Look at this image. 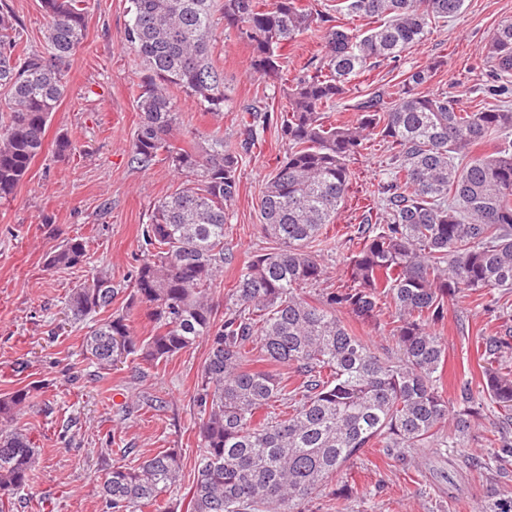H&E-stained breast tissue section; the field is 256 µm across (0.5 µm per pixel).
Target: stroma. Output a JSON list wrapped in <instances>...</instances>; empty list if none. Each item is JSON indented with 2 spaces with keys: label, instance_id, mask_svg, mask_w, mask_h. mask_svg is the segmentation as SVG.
Here are the masks:
<instances>
[{
  "label": "stroma",
  "instance_id": "35a3bbf8",
  "mask_svg": "<svg viewBox=\"0 0 512 512\" xmlns=\"http://www.w3.org/2000/svg\"><path fill=\"white\" fill-rule=\"evenodd\" d=\"M89 3L85 47L70 62L66 92L49 123L45 149L15 195L0 201V397L27 386L46 404L20 421L40 450L39 463L29 488L10 495L7 508L104 512L96 482L103 468L174 448L182 456L183 472L171 500L178 503V512H187L200 454L193 396L206 342L144 374L127 362L98 378L88 374L83 358L86 327L64 321L65 297L93 269L107 271L115 287H126L140 253V226L148 223L154 203L184 182L164 160L143 168L131 163L129 145L140 121L133 88L141 63L124 45L129 0ZM510 19L512 0H464L460 15L438 21L400 62L376 63L353 81L338 118L355 121L359 100L392 89L410 69L430 65L437 71L427 92L448 95L463 106L512 107V94H490L495 79L482 53L498 24ZM214 58L233 98L223 122H215L184 93H176V104L189 130L205 135L218 127L225 138L239 142L244 138L242 108L272 106L279 86L254 80L249 47L222 23ZM61 135L74 146L63 157L55 151ZM285 152L271 128L264 142L243 156L240 195L224 226L232 260L217 283L215 301L223 300L243 262L266 245L259 232L258 202ZM389 158V148L378 144L370 155L351 163V193L327 227L333 248L323 256L325 287L346 283L349 240L364 213L380 215L378 191ZM70 238L86 241L88 263L48 268L49 254ZM486 302L476 293L449 299L445 319L434 327L448 347L443 394L456 403L461 386L469 385L475 402L483 406L479 424L484 431L498 421L484 404L482 369L491 363L485 339L512 317V291L504 292L498 309L487 310ZM154 397L160 406L151 405ZM345 485L351 487V497L322 499L324 512H474L491 491L512 492V480L466 469L452 449L424 453L412 463L368 449L328 487Z\"/></svg>",
  "mask_w": 512,
  "mask_h": 512
}]
</instances>
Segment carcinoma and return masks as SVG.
Listing matches in <instances>:
<instances>
[{
	"mask_svg": "<svg viewBox=\"0 0 512 512\" xmlns=\"http://www.w3.org/2000/svg\"><path fill=\"white\" fill-rule=\"evenodd\" d=\"M463 0H336V14L304 0H130L126 47L142 64L140 121L131 159L164 156L186 186L153 205L141 227V255L125 308L96 317L124 289L99 271L66 297L68 317L91 323L85 359L106 372L129 359L156 367L199 339L208 352L193 402L197 458L190 512H308L333 475L366 449L410 461L418 450L456 448L472 470L512 474V370L484 368L485 398L503 411L499 427L469 445L475 408L469 386L452 406L440 390L447 347L432 326L448 298L512 289V110L456 107L421 91L436 73H407L395 91L356 105L357 119L333 118L349 85L371 64L396 63L436 19L457 16ZM44 45L29 48L7 0H0V200L11 198L45 147L48 122L65 93L71 58L83 47L88 0H42ZM251 48L252 73L280 81L275 126L287 146L259 201L269 247L252 256L224 293V319L212 288L224 273V225L240 191L242 153L265 139L268 114L246 108L237 147L214 130L198 141L183 128L173 88L215 116L231 101L215 64V16ZM366 21L350 28L340 17ZM322 33L326 53L292 80L280 49ZM491 72L512 74V20L485 47ZM393 151L380 186L383 223L358 232L348 257L350 284L309 298L325 270L327 226L349 195L350 163L376 141ZM88 260L86 243L67 240L47 266ZM394 312L384 321L382 301ZM144 308L153 331L136 336L129 311ZM388 331L399 349L381 357L336 315ZM492 355L512 350V325L486 340ZM265 362L295 370L294 386ZM28 387L0 397V493L29 485L38 448L18 419L34 408ZM450 426L455 441L443 440ZM181 454L166 448L136 465L105 469L106 512H171ZM480 512H512V495L494 492Z\"/></svg>",
	"mask_w": 512,
	"mask_h": 512,
	"instance_id": "cac0c4a2",
	"label": "carcinoma"
}]
</instances>
